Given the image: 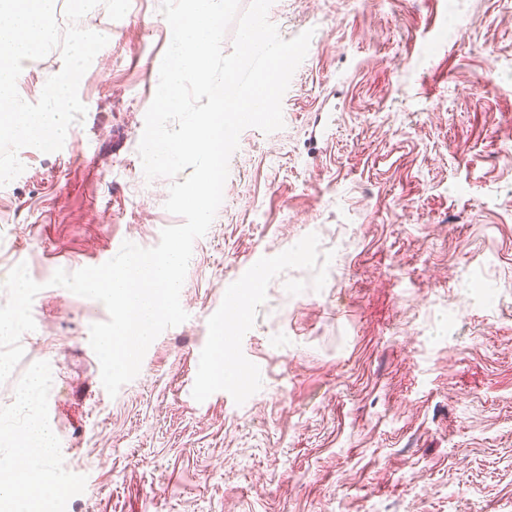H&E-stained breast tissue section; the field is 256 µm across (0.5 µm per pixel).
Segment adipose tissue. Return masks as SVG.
Masks as SVG:
<instances>
[{
  "label": "adipose tissue",
  "mask_w": 512,
  "mask_h": 512,
  "mask_svg": "<svg viewBox=\"0 0 512 512\" xmlns=\"http://www.w3.org/2000/svg\"><path fill=\"white\" fill-rule=\"evenodd\" d=\"M58 452L51 424L31 420L20 437L0 429V512H56L66 492L51 470Z\"/></svg>",
  "instance_id": "adipose-tissue-1"
}]
</instances>
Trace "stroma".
<instances>
[{
	"instance_id": "35a3bbf8",
	"label": "stroma",
	"mask_w": 512,
	"mask_h": 512,
	"mask_svg": "<svg viewBox=\"0 0 512 512\" xmlns=\"http://www.w3.org/2000/svg\"><path fill=\"white\" fill-rule=\"evenodd\" d=\"M160 3L81 19L109 39L85 118L0 187V282L23 262L43 286L0 427H55L57 512H512V0H274L282 38L314 32L284 127L241 133L188 318L112 398L89 345L105 306L50 280L181 222L138 154ZM62 65L24 61L21 98ZM223 325L242 389L207 381Z\"/></svg>"
}]
</instances>
